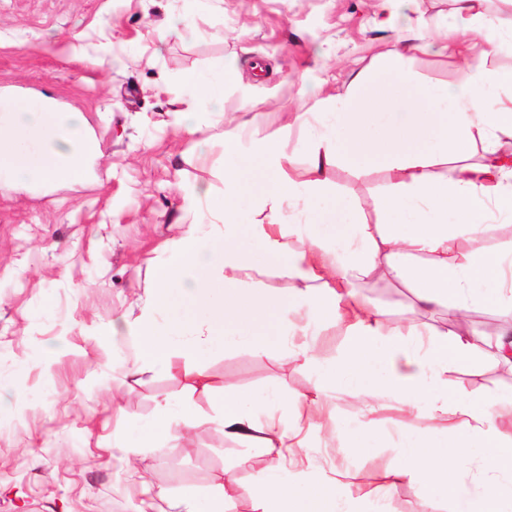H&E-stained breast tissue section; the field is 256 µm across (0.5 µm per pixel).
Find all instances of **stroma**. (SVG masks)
I'll return each mask as SVG.
<instances>
[{
    "label": "stroma",
    "instance_id": "1",
    "mask_svg": "<svg viewBox=\"0 0 512 512\" xmlns=\"http://www.w3.org/2000/svg\"><path fill=\"white\" fill-rule=\"evenodd\" d=\"M380 0H0V104L46 94L83 113L99 147L93 177L80 184H15L0 170V512H173L171 496L224 482L233 512H255V476L268 458L249 443L224 439L212 419L217 388L295 397L315 381L278 348L213 354L207 384L188 388L162 370L131 374L138 346L118 332L111 348L99 327L136 316L151 288V265L187 230L197 188L223 189L224 128L243 138L274 134L286 113L345 91L356 73L376 74L404 20L388 29L373 20ZM188 29L172 32L173 14ZM475 47L455 57L423 55L414 66L424 85L456 80ZM234 62L224 88L225 125L207 129L209 144L176 123L189 97L182 76ZM385 169H330V184L351 194L369 222L388 183ZM109 376L110 390L100 378ZM449 387L481 397L512 392V369L487 361L448 370ZM192 395L199 417L171 450L138 449L146 469H129L114 430L150 420L160 398ZM120 400L123 420L112 417ZM347 428L369 429L368 453L341 455L310 425L301 426L312 473L349 471L360 487L384 480L399 441L394 406L361 413L336 392L323 409ZM391 512H453L452 498L428 499L409 484L393 486Z\"/></svg>",
    "mask_w": 512,
    "mask_h": 512
}]
</instances>
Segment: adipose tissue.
<instances>
[{"instance_id":"obj_1","label":"adipose tissue","mask_w":512,"mask_h":512,"mask_svg":"<svg viewBox=\"0 0 512 512\" xmlns=\"http://www.w3.org/2000/svg\"><path fill=\"white\" fill-rule=\"evenodd\" d=\"M478 0H456L449 40L479 39L478 56L463 76L444 86H422L397 68L402 58L442 52L429 23H409L394 40L380 76L357 74L345 92L317 100L298 113L312 161L297 173L285 146L287 129L274 137L224 134L223 192L207 197L209 231L190 229L169 243L153 268V286L129 321L140 353L134 371L173 370L203 380L201 360L242 347L266 353L278 339L320 383L298 395L296 409H316L330 388L344 387L362 407L391 403L402 410L400 442L386 484L361 494L363 512H386L389 485L407 482L423 495L453 493L454 512H504L512 501V433L496 424L512 414V393L471 398L448 388L449 366L481 359L507 362L512 346V252L477 247L490 214L512 218V159L487 148L484 160H467L474 131L488 140L512 135V110L499 108L512 89V69H492L488 55L512 56V29L477 10ZM236 67L208 75L189 72L182 83L194 106L178 112L186 133L201 138L198 105L224 112V86ZM97 145L80 113L48 105L0 111V167L20 183L78 182L89 173ZM359 172L382 166L391 183L375 200L382 223H366L351 197L332 195L328 167ZM249 200L248 211L237 204ZM475 246L460 250V239ZM287 278V291L270 287V271ZM409 282L413 318L389 331L382 312L359 296L360 277ZM507 309L500 330L486 338L419 324L443 311L449 322L465 318L472 303ZM342 328L350 343L335 361L322 360L316 338L323 327ZM218 425L226 438L266 450L270 463L257 478L256 512H350L341 479L318 478L292 468L304 442L277 415L285 401L222 393ZM191 396L160 400L138 430L136 447L165 450L178 427L197 418ZM491 452L480 479L463 488L461 459L471 449Z\"/></svg>"}]
</instances>
